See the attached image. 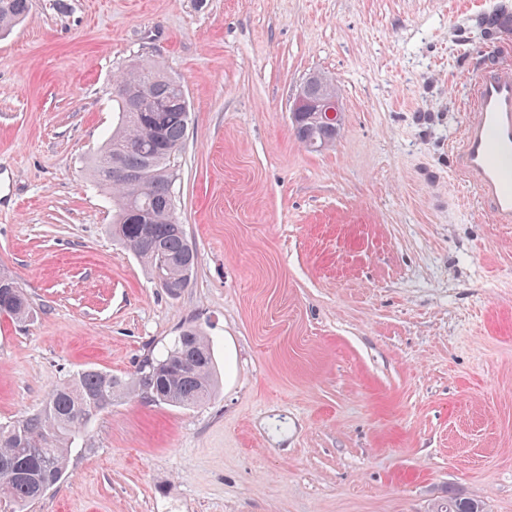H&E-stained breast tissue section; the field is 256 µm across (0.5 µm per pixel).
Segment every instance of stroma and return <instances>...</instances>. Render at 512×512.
Returning <instances> with one entry per match:
<instances>
[{"mask_svg": "<svg viewBox=\"0 0 512 512\" xmlns=\"http://www.w3.org/2000/svg\"><path fill=\"white\" fill-rule=\"evenodd\" d=\"M0 37V265L32 316H0V422L92 365L130 375L183 326L217 388L125 397L29 512H512V224L450 145L485 33L512 0H30ZM183 85L174 185L197 253L169 295L112 235L90 162L131 60ZM332 78L335 143L290 109ZM293 128L298 140L309 148L322 147L334 142L339 130L304 119H301L297 126L294 124Z\"/></svg>", "mask_w": 512, "mask_h": 512, "instance_id": "1", "label": "stroma"}]
</instances>
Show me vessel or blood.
Here are the masks:
<instances>
[{"instance_id":"obj_1","label":"vessel or blood","mask_w":512,"mask_h":512,"mask_svg":"<svg viewBox=\"0 0 512 512\" xmlns=\"http://www.w3.org/2000/svg\"><path fill=\"white\" fill-rule=\"evenodd\" d=\"M455 172L479 191L493 223L512 224V64L484 65L451 146Z\"/></svg>"}]
</instances>
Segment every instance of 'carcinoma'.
<instances>
[{
    "mask_svg": "<svg viewBox=\"0 0 512 512\" xmlns=\"http://www.w3.org/2000/svg\"><path fill=\"white\" fill-rule=\"evenodd\" d=\"M29 0H0V33L27 14ZM112 96L119 123L91 176L112 190V234L150 271L159 285L189 284L196 253L175 214V160L182 149L190 105L184 88L160 67L133 62L117 77ZM298 140L317 148L336 140L338 129L309 120L294 127ZM134 173L117 179L113 171ZM31 303L8 268L0 267V315L25 320ZM216 387L213 349L203 331L184 327L164 352L146 354L122 381L84 368L53 388L43 405L22 419L0 423V502L26 512L62 478L72 451L91 447L88 427L121 394L190 408L209 401ZM440 512H483L472 499L448 498Z\"/></svg>",
    "mask_w": 512,
    "mask_h": 512,
    "instance_id": "1",
    "label": "carcinoma"
}]
</instances>
